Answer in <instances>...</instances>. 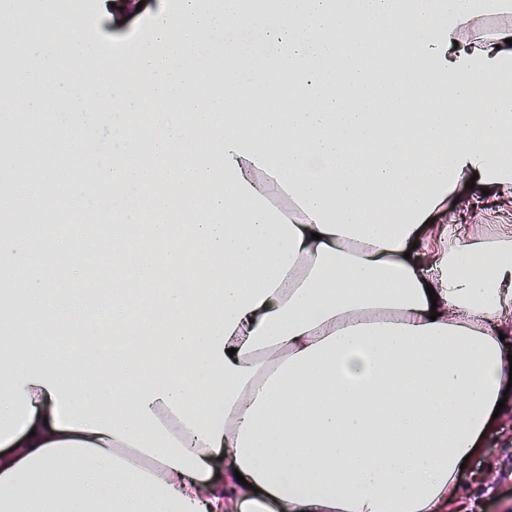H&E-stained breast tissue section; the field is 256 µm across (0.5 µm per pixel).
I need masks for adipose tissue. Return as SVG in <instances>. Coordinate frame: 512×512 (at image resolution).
<instances>
[{
  "instance_id": "obj_1",
  "label": "adipose tissue",
  "mask_w": 512,
  "mask_h": 512,
  "mask_svg": "<svg viewBox=\"0 0 512 512\" xmlns=\"http://www.w3.org/2000/svg\"><path fill=\"white\" fill-rule=\"evenodd\" d=\"M268 67L244 61L250 40L233 0H179L151 15L148 37L104 85L112 163L98 184L122 201L104 225L131 254L133 287L155 312L129 320L112 305L104 348L74 329L87 300L50 278L39 244L14 238L0 261L26 262L23 286L62 302L69 348L45 352L0 331V512H450L461 463L494 428L512 354V225L487 236L447 224L443 206L469 179L512 198V45L484 38L486 19L512 0H259ZM61 38L25 40L29 98L0 94V137L53 105L82 111L94 88L82 66L95 51L85 27L58 14ZM344 45L340 83L327 62ZM224 50L213 97L198 51ZM409 57L388 96L355 62L367 52ZM298 108L279 111L286 74ZM258 126L263 140L243 136ZM214 138L196 140L198 128ZM68 171L16 174L15 215L49 203ZM291 208L266 221L270 187ZM150 190L151 216L131 200ZM194 219L176 230L172 203ZM153 242L130 252L133 225ZM200 247L191 272L176 233ZM422 263L406 259L412 248ZM39 263H32V254ZM171 278L159 279V268ZM167 324L157 345L158 321ZM224 474H213L215 457Z\"/></svg>"
}]
</instances>
